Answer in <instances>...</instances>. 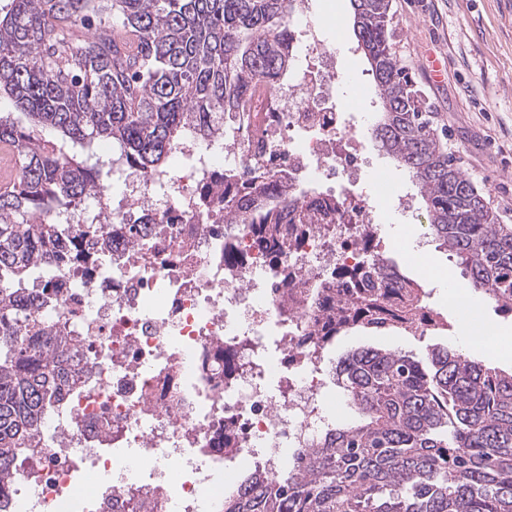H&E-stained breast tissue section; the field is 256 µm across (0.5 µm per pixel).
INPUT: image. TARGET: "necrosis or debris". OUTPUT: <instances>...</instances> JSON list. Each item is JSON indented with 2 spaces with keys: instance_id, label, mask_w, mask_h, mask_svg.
Here are the masks:
<instances>
[{
  "instance_id": "obj_1",
  "label": "necrosis or debris",
  "mask_w": 512,
  "mask_h": 512,
  "mask_svg": "<svg viewBox=\"0 0 512 512\" xmlns=\"http://www.w3.org/2000/svg\"><path fill=\"white\" fill-rule=\"evenodd\" d=\"M312 13L301 0L288 17L305 51L293 77L251 86L221 148L184 137L179 174L127 165L121 196L71 206L69 223L109 231L45 283L37 320L65 337L73 377L37 447L0 481V512H224L249 470L279 475L283 449L305 451L335 425L321 336L333 271L363 265L364 241L379 238L369 198L320 193V223L276 262L252 225L224 221L225 170L262 165L292 192L361 172ZM146 216L133 248L127 228Z\"/></svg>"
}]
</instances>
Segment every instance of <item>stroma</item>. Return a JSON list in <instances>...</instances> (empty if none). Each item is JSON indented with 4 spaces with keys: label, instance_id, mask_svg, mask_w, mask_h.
Returning <instances> with one entry per match:
<instances>
[{
    "label": "stroma",
    "instance_id": "35a3bbf8",
    "mask_svg": "<svg viewBox=\"0 0 512 512\" xmlns=\"http://www.w3.org/2000/svg\"><path fill=\"white\" fill-rule=\"evenodd\" d=\"M313 8L337 57L341 92L358 119L356 135L370 162L365 184L379 221L389 226L398 220L424 234L421 208L404 214L394 207L400 195L413 190L408 175L366 133L375 96L356 49L350 0H314ZM391 14L394 50L431 112L444 148L500 223L512 224V0H391ZM423 287L441 325L415 337L390 329L354 330L330 346V360L358 345L402 349L420 358L435 348L458 346L456 318L442 288L429 281Z\"/></svg>",
    "mask_w": 512,
    "mask_h": 512
}]
</instances>
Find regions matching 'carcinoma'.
Instances as JSON below:
<instances>
[{"instance_id":"cac0c4a2","label":"carcinoma","mask_w":512,"mask_h":512,"mask_svg":"<svg viewBox=\"0 0 512 512\" xmlns=\"http://www.w3.org/2000/svg\"><path fill=\"white\" fill-rule=\"evenodd\" d=\"M295 0H10L0 8V144L17 150L13 186L0 192V480L27 454L64 378L63 353L35 326L32 270L49 279L59 249L102 224L38 223L40 214L101 184L94 147L109 141L144 171L160 167L188 130L204 140L243 112L256 77L291 72L287 33ZM357 49L377 91L369 129L417 187L427 229L458 258L472 291L512 313V225L500 224L444 150L393 49L390 0H350ZM224 223L246 203L272 262L312 218L315 192L288 194L265 172L224 174ZM363 268L336 271L346 291L328 306L336 334L435 324L423 288L385 272L365 245ZM353 417L292 453L277 479L257 471L224 512H512V373L437 348H356L336 362Z\"/></svg>"}]
</instances>
